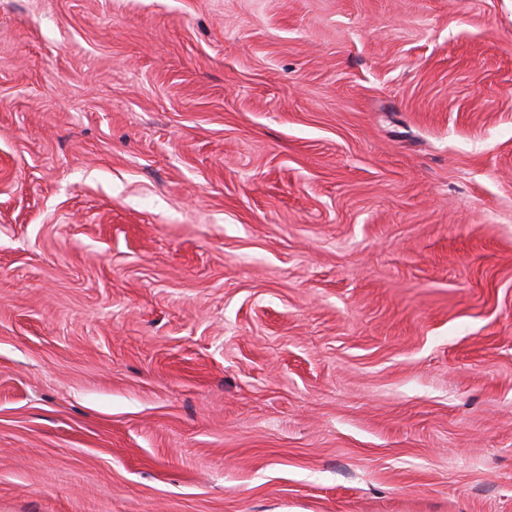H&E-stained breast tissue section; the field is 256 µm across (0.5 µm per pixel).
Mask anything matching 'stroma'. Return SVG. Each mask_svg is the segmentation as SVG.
I'll list each match as a JSON object with an SVG mask.
<instances>
[{
	"mask_svg": "<svg viewBox=\"0 0 512 512\" xmlns=\"http://www.w3.org/2000/svg\"><path fill=\"white\" fill-rule=\"evenodd\" d=\"M0 512H512V0H0Z\"/></svg>",
	"mask_w": 512,
	"mask_h": 512,
	"instance_id": "35a3bbf8",
	"label": "stroma"
}]
</instances>
